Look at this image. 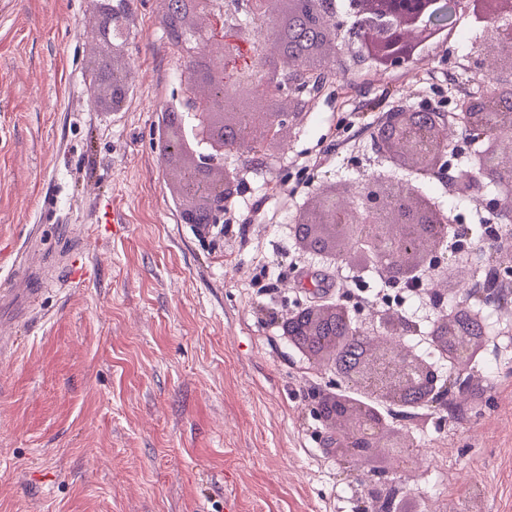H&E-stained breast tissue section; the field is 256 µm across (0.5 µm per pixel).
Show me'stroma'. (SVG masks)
Wrapping results in <instances>:
<instances>
[{"mask_svg":"<svg viewBox=\"0 0 512 512\" xmlns=\"http://www.w3.org/2000/svg\"><path fill=\"white\" fill-rule=\"evenodd\" d=\"M126 44L105 66L95 0H0V289L13 263L52 277L74 246L82 282L41 297L0 358V512H355L363 480L347 473L311 411L333 370L310 367L279 336L302 281L260 292V263L288 272L296 185L352 188L395 171L451 211L468 238L477 289L512 264L475 197L443 176L393 170L372 132L387 112L454 114L460 101L512 92V72L478 70L485 48L461 15L397 69L340 43L334 68L301 91L287 149L225 152L244 179L232 221L198 234L180 221L158 128L180 102L188 65L162 22L165 0H112ZM122 110L91 105L113 73ZM114 206L117 223H99ZM463 421H401L420 469L386 467L417 512H512V344L490 346Z\"/></svg>","mask_w":512,"mask_h":512,"instance_id":"obj_1","label":"stroma"}]
</instances>
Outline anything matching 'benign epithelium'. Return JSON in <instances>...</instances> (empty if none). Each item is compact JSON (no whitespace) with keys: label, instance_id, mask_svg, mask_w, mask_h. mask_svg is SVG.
I'll return each instance as SVG.
<instances>
[{"label":"benign epithelium","instance_id":"benign-epithelium-1","mask_svg":"<svg viewBox=\"0 0 512 512\" xmlns=\"http://www.w3.org/2000/svg\"><path fill=\"white\" fill-rule=\"evenodd\" d=\"M219 0H173L166 8L167 31L179 37L183 57L190 65L204 55L208 42L203 34L187 27L185 16L190 12L213 14ZM298 14L308 17L314 27L329 31L332 39L339 37L340 27L335 0H286ZM248 12L263 21L260 27L249 30L242 26L238 16L225 20L232 35L222 41V59L212 61L210 78L211 94L198 97L189 86L185 91L182 107L193 112L197 120L200 140L208 146L209 153L201 157V163L184 171L181 179L182 192L198 209L181 215V221L192 224H217L224 215V197L236 190L238 177L224 172V177L211 179L209 169L224 162V109L235 102L245 103L234 113L233 130L247 133L245 149L256 152L269 141L280 142L285 129L299 123L300 112H276L269 107L255 112L246 106L253 97L271 102L299 84L301 76L322 73L330 68L334 57L329 56L312 62H288L271 57L266 47L277 36L273 18L272 0H247ZM357 18L350 34L358 43L362 56L385 68L403 67L414 61L405 49L406 32L403 24L417 25L423 35L433 34L440 28L437 18L446 10L447 0H350ZM455 10L466 14L475 13L483 24L489 42L501 49L512 48V0H454ZM102 35L116 50L125 44L126 34L122 15L112 7V0H100ZM251 39L254 56L259 66L242 73L236 84L224 85L222 60L233 55L241 38ZM509 99L496 94L471 101L462 112V121L471 140L494 141L495 148L479 154L474 178L465 187V193H473L478 204L486 212L507 214L506 197L499 193L500 183L487 184V180L504 172L500 162V146L512 143V113L506 111ZM386 127L388 135L375 140V148L387 154L404 145L423 161L425 172H442L448 169V154L452 147V126L441 112L421 115L399 109L389 114ZM303 224H325L346 242V249L326 251L319 246L312 253L334 260L347 261L358 268L373 262L387 265L391 282L399 285L408 282L415 274L414 263L422 258L440 256V247L450 234L442 227L452 221L410 184L385 175L375 176L354 187L343 197L334 193L324 196L321 204L306 213ZM470 272L455 267L451 270L448 288H429L433 303L442 306L446 295L462 297L456 321L443 322L440 328L454 338L449 353L450 361L458 368L472 363L467 317L472 308V289L469 287ZM418 331L415 321L405 317L397 320L383 318L378 326L362 331L363 341L376 347L370 360L339 374L340 382L352 391H359L371 398L388 401L402 408H416L415 393L430 398V405L438 410L448 409V396L457 392L458 403L467 402L472 390L473 377L458 376L457 382L444 376L441 364L429 356L419 357L411 350L406 339ZM315 416L327 424L346 422L350 429L344 437L345 458L355 464H366L375 454L386 452L398 459H420L409 438L385 437L386 421L375 408L364 403L338 405L326 411L319 395H312ZM384 478L372 481L366 489V502L374 512H397V496L386 489Z\"/></svg>","mask_w":512,"mask_h":512}]
</instances>
